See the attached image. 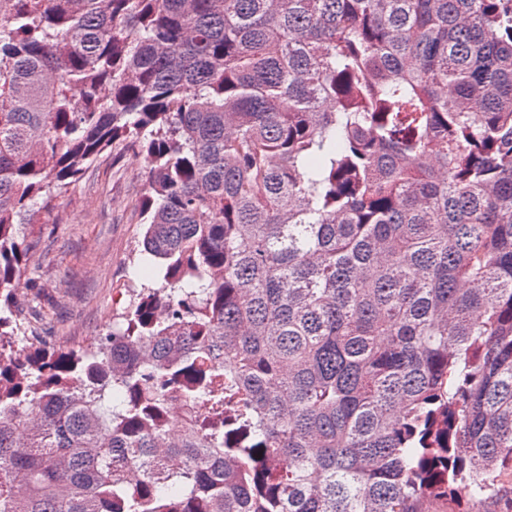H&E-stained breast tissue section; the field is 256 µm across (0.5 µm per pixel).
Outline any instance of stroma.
<instances>
[{"label":"stroma","instance_id":"1","mask_svg":"<svg viewBox=\"0 0 512 512\" xmlns=\"http://www.w3.org/2000/svg\"><path fill=\"white\" fill-rule=\"evenodd\" d=\"M142 154L124 143L102 154L72 183L58 208L35 227L37 248L14 282L13 315L23 350H73L110 333L153 269L141 260ZM490 499H431L424 512H512V471Z\"/></svg>","mask_w":512,"mask_h":512}]
</instances>
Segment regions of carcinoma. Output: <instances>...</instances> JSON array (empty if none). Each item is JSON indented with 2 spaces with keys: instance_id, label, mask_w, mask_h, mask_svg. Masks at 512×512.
Segmentation results:
<instances>
[{
  "instance_id": "cac0c4a2",
  "label": "carcinoma",
  "mask_w": 512,
  "mask_h": 512,
  "mask_svg": "<svg viewBox=\"0 0 512 512\" xmlns=\"http://www.w3.org/2000/svg\"><path fill=\"white\" fill-rule=\"evenodd\" d=\"M120 142L162 282L19 350L32 227ZM504 470L512 0H0V512H422Z\"/></svg>"
}]
</instances>
